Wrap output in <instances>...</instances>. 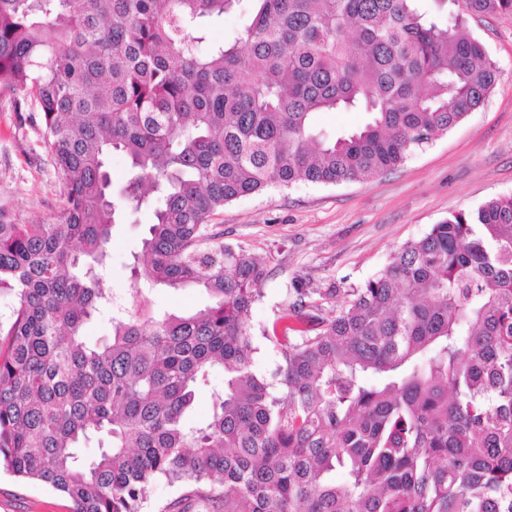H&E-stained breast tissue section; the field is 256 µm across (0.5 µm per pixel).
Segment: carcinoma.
<instances>
[{
    "label": "carcinoma",
    "instance_id": "cac0c4a2",
    "mask_svg": "<svg viewBox=\"0 0 512 512\" xmlns=\"http://www.w3.org/2000/svg\"><path fill=\"white\" fill-rule=\"evenodd\" d=\"M236 2L0 0V88L35 106L65 198L55 224L0 210V458L71 512H142L159 480L190 486L169 512H512L511 195L404 243L337 312L336 288L293 281L262 333L270 379L249 324L266 268L209 224L270 187L370 181L447 133L499 77L465 17L512 0H251L233 42L204 45ZM340 109L367 122L314 129ZM113 154L134 170L118 195ZM144 205L132 275L204 308L103 288L112 228ZM152 307L160 310H176L193 312L208 302L207 295L196 287H185L177 290L172 288H154L146 293Z\"/></svg>",
    "mask_w": 512,
    "mask_h": 512
}]
</instances>
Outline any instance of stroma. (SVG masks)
I'll return each mask as SVG.
<instances>
[{"mask_svg":"<svg viewBox=\"0 0 512 512\" xmlns=\"http://www.w3.org/2000/svg\"><path fill=\"white\" fill-rule=\"evenodd\" d=\"M466 27L500 70L476 112L372 181L271 188L226 205L212 218L210 230L225 244L265 262L268 276L251 310L252 331L274 319L292 281L337 287L332 307L341 309L348 291L381 270L402 244L454 212L512 195V14L470 17ZM0 208L20 224L55 223L64 208L39 132L20 121L12 94L3 89ZM153 221L152 209L144 207L127 211L112 229L103 285L128 305L138 286L129 265ZM147 298L153 308L181 312L208 302L196 287L156 288ZM0 512H70V505L47 487L21 482L0 462Z\"/></svg>","mask_w":512,"mask_h":512,"instance_id":"1","label":"stroma"}]
</instances>
